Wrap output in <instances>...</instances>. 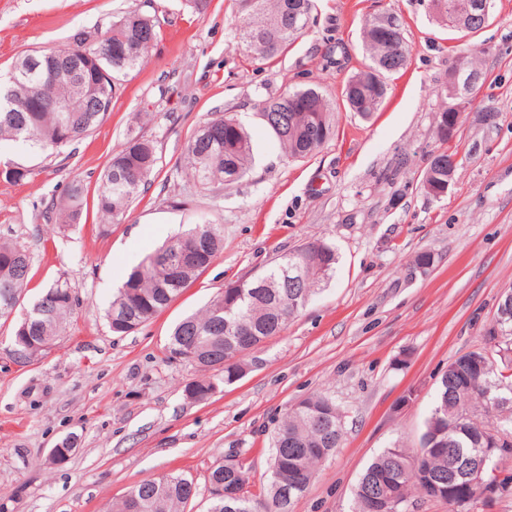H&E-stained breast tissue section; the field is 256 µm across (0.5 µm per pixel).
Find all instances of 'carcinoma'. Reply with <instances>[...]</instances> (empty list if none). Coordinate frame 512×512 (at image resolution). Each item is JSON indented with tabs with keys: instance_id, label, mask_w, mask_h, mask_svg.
Here are the masks:
<instances>
[{
	"instance_id": "carcinoma-1",
	"label": "carcinoma",
	"mask_w": 512,
	"mask_h": 512,
	"mask_svg": "<svg viewBox=\"0 0 512 512\" xmlns=\"http://www.w3.org/2000/svg\"><path fill=\"white\" fill-rule=\"evenodd\" d=\"M240 25L237 44L255 62L286 51L306 30L313 0H238ZM158 36L153 16L126 12L107 31L81 30L71 41L48 52L26 54L0 78V141H21L44 152L59 151L89 134L112 112V100L121 81L140 64ZM112 48L124 49L114 56ZM364 48L370 64L349 77L343 101L364 118L384 102L388 79L407 63V45L400 20L382 13L364 28ZM53 68L65 74L50 87V96L68 111L56 112L38 102L36 89ZM259 112L284 152L305 158L335 135L332 113L315 87L293 89L259 101ZM253 160L247 131L231 116L214 114L190 135L184 149V171L201 190L213 192L243 179ZM159 162L151 139L132 135L113 153L100 176L97 205L102 219L120 222L140 197ZM84 186L74 181L56 209L75 224L82 211ZM224 225L202 218L146 256L118 288L107 312L111 331L125 334L145 324L166 308L193 282L221 251ZM338 263L336 247L323 240L307 242L280 256L258 275L237 288L219 292L199 314L174 327L166 346L170 360L177 356L202 371L212 372L195 382L203 391L214 384H231L247 370L245 349L239 347L243 331L259 344L279 335L288 319L303 309L327 283ZM303 268L295 288L283 287L289 268ZM31 255L25 247L0 241V305L10 299L19 305ZM46 307L39 314L27 309L14 327L17 348L36 353L52 344L65 328L75 299L67 282L58 280L39 297ZM499 334H488L484 345L448 363L437 389L434 406L425 421L420 446L409 451L393 445L366 467L354 490L351 512H371L377 500L395 512H406L416 496L432 498L435 487L463 490L473 480L472 465L490 447L487 436L502 428L512 434V320H495ZM486 360L485 371L469 370V360ZM480 420L477 426L474 420ZM343 414L327 396L313 394L293 406L273 428L269 438L270 465L265 493L240 498L215 495L214 483H249L245 472L219 462L212 466L205 487L190 474L170 473L143 480L130 488L115 512H184L200 498L205 512H292V506L314 479L318 467L340 447ZM500 453L485 465L482 481L496 491L512 492V473H503Z\"/></svg>"
}]
</instances>
